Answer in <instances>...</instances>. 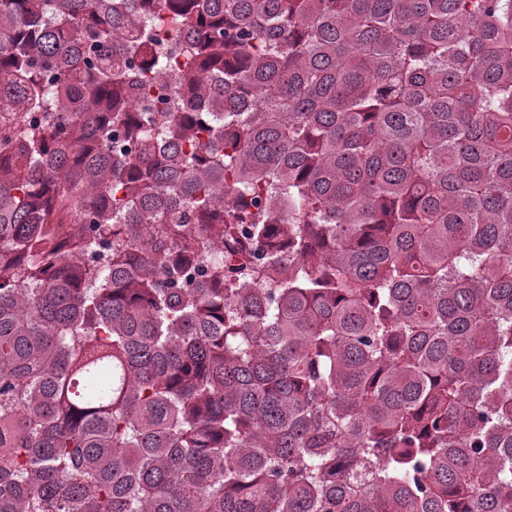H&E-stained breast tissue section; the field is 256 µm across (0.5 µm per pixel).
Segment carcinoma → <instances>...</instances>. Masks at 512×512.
Instances as JSON below:
<instances>
[{
	"label": "carcinoma",
	"mask_w": 512,
	"mask_h": 512,
	"mask_svg": "<svg viewBox=\"0 0 512 512\" xmlns=\"http://www.w3.org/2000/svg\"><path fill=\"white\" fill-rule=\"evenodd\" d=\"M2 86L0 512H512V0H0Z\"/></svg>",
	"instance_id": "obj_1"
}]
</instances>
